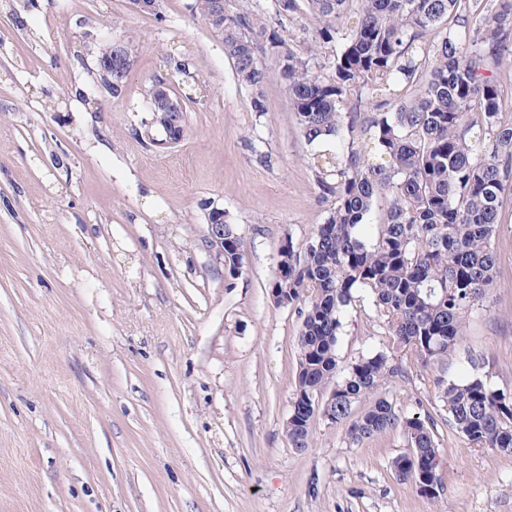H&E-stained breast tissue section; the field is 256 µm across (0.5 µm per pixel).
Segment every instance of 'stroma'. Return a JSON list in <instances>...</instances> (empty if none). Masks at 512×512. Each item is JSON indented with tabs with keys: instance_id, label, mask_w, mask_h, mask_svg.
Returning a JSON list of instances; mask_svg holds the SVG:
<instances>
[{
	"instance_id": "1",
	"label": "stroma",
	"mask_w": 512,
	"mask_h": 512,
	"mask_svg": "<svg viewBox=\"0 0 512 512\" xmlns=\"http://www.w3.org/2000/svg\"><path fill=\"white\" fill-rule=\"evenodd\" d=\"M130 0H0V512H512V456L449 428L436 369L403 354L386 391L437 423L440 498L397 479L401 430L353 443L316 419L283 432L300 319L270 289L285 239L325 207L273 61L255 115L224 45L194 10ZM133 43L127 84L97 81L107 40ZM186 102L180 143L151 127L148 91ZM54 100V110L44 108ZM224 209L243 243L226 276L207 239ZM497 281L448 361L512 390V201ZM371 301L344 318L342 363L385 348Z\"/></svg>"
}]
</instances>
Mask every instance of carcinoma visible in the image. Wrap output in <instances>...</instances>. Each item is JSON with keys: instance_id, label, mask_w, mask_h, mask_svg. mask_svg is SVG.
Returning <instances> with one entry per match:
<instances>
[{"instance_id": "obj_1", "label": "carcinoma", "mask_w": 512, "mask_h": 512, "mask_svg": "<svg viewBox=\"0 0 512 512\" xmlns=\"http://www.w3.org/2000/svg\"><path fill=\"white\" fill-rule=\"evenodd\" d=\"M224 0L217 27L251 111H266L263 57L275 62L312 154L324 222L305 246L279 250L273 303L298 307L295 394L284 423L308 449L321 417L353 442L401 428L397 477L428 499L443 491L434 467L435 421L401 413L384 386L403 377L397 353L448 363L467 318L497 278L494 241L502 194L512 191V104L496 72L512 58V0ZM307 16L312 41L283 35ZM243 266L224 221V268ZM373 300L388 345L339 365L346 311ZM448 425L473 447L512 455V396L473 372L434 379ZM363 411L355 413L358 405Z\"/></svg>"}]
</instances>
